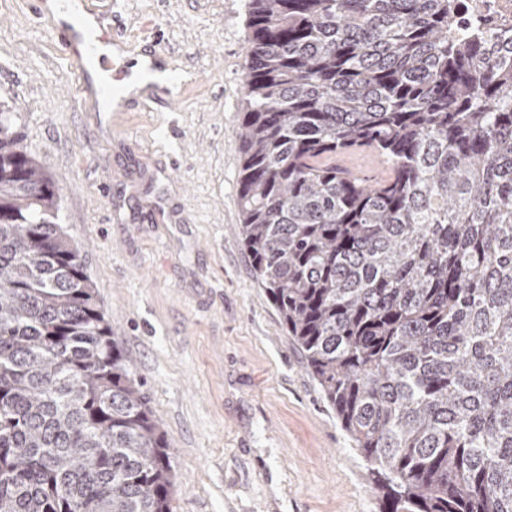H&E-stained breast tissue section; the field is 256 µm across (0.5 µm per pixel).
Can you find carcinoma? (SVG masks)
<instances>
[{"instance_id": "cac0c4a2", "label": "carcinoma", "mask_w": 512, "mask_h": 512, "mask_svg": "<svg viewBox=\"0 0 512 512\" xmlns=\"http://www.w3.org/2000/svg\"><path fill=\"white\" fill-rule=\"evenodd\" d=\"M456 0H248L253 275L383 493L512 512V42ZM368 148V183L336 158ZM60 189L0 104V512H172Z\"/></svg>"}]
</instances>
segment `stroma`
<instances>
[{"label":"stroma","instance_id":"stroma-1","mask_svg":"<svg viewBox=\"0 0 512 512\" xmlns=\"http://www.w3.org/2000/svg\"><path fill=\"white\" fill-rule=\"evenodd\" d=\"M245 3L99 0L129 50L155 37L175 69L195 72L174 111L109 112L81 100L77 64L37 0H0V102L57 183L59 221L172 441L173 512H380L242 246ZM158 199L183 223L156 222Z\"/></svg>","mask_w":512,"mask_h":512}]
</instances>
